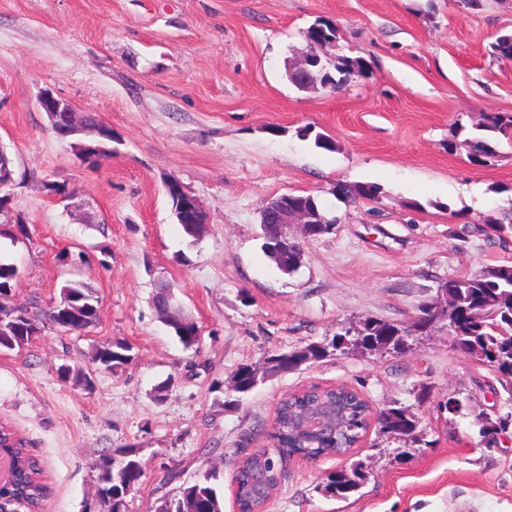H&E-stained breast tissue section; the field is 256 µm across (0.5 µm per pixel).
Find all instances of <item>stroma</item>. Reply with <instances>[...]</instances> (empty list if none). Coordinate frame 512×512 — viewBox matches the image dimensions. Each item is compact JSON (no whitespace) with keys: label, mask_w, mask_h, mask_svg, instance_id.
<instances>
[{"label":"stroma","mask_w":512,"mask_h":512,"mask_svg":"<svg viewBox=\"0 0 512 512\" xmlns=\"http://www.w3.org/2000/svg\"><path fill=\"white\" fill-rule=\"evenodd\" d=\"M339 29L331 58L360 59L340 90L296 88L288 63L308 52L316 20ZM512 0H0V146L14 161L7 192L25 226L0 239L21 277L10 300L40 331L0 351V422L23 437L52 492L42 512H109L99 463L139 449L141 485L125 512H159L204 472L220 473L224 512H238L241 455L269 447L278 401L345 385L379 411L418 420L417 442L371 425L350 455L287 463L265 512H512V429L480 442L481 417L512 410L498 375L435 327L396 354L351 352L309 362L239 395L243 365L329 342L366 318L410 324L449 278L512 263V238L486 231L512 215V145L474 160L482 115L512 113ZM52 92L111 126L112 153L80 161L38 105ZM330 137L316 147L301 128ZM179 180L208 214L186 236L165 191ZM65 185L66 200L47 183ZM340 183H374L349 205ZM313 194L337 219L304 243L293 274L261 249L265 204ZM80 281L100 303L95 326L60 331L44 313ZM170 286L200 343L184 348L154 298ZM128 346L101 370L95 345ZM81 367L91 388L61 366ZM457 398L463 414L443 405ZM362 464L345 499L320 490Z\"/></svg>","instance_id":"stroma-1"}]
</instances>
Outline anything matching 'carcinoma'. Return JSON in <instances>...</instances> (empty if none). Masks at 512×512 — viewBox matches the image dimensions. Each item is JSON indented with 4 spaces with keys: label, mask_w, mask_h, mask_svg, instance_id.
I'll list each match as a JSON object with an SVG mask.
<instances>
[{
    "label": "carcinoma",
    "mask_w": 512,
    "mask_h": 512,
    "mask_svg": "<svg viewBox=\"0 0 512 512\" xmlns=\"http://www.w3.org/2000/svg\"><path fill=\"white\" fill-rule=\"evenodd\" d=\"M306 37L336 39L338 29L329 21L316 22L306 31ZM362 65L358 60L342 59L341 64L333 67L324 64L317 73L321 85L329 84L331 89L341 88L332 71L345 77L355 76ZM479 134L469 140L471 153L477 160L496 155L493 141L497 135H507L512 131V115L493 113L484 117L476 126ZM381 193L374 183L340 184L336 187L339 200L357 203L363 199L371 200ZM61 294L69 296L79 306L83 322L74 325V331L81 332L92 325L98 317L99 300L93 290L80 282H71L61 288ZM167 292L157 296L155 306L165 324L174 332L185 347L197 345L198 337L183 335L184 329L177 316L167 312L165 303ZM443 301L448 305V313L455 318L457 332L452 336L454 346L466 354H478L483 363L500 373L508 383V393L512 397V265L504 264L490 267L477 275L453 277L448 279V292ZM411 331L405 326L372 319L364 323L357 336L344 343L341 336L333 339V349H361L366 351H397ZM125 346L117 348L106 344L96 347L91 360L94 364L110 369L124 365L129 358L123 353ZM331 356L325 345H308L303 348L280 352L269 357L263 370L248 371L241 367L238 393L253 390L264 378L283 372L293 371L299 366L323 360ZM321 403H337L344 409L346 433L338 440L326 438L308 439L299 437L291 431V419L299 410ZM369 406L358 393L350 388L312 387L303 392L292 394L277 406L268 439L274 445V451L261 448L242 457L235 471V481L239 493L237 505L240 512H250L255 505L254 497L248 490L251 473L261 468L267 475V482L278 485L283 466L293 457H327L340 451H349L360 441L368 429ZM378 425L386 433L417 441L415 431L417 420L400 407H386L378 414ZM512 426V411L494 419L485 417L479 429L481 442L491 448L497 445L498 436ZM0 450L9 453L15 459L13 480L0 486V512H35L41 507L46 495V487L40 482L39 467L36 460L29 456L23 441L5 426H0ZM137 450H121L118 459L106 458L99 466V479L109 492L110 512H121L125 495L139 485L143 474L139 466ZM219 472L210 471L203 479L183 488L180 496L165 503L163 512H224V498L216 490L215 481ZM367 473L357 464L348 472H332L327 477L325 492L344 499L358 491Z\"/></svg>",
    "instance_id": "1"
}]
</instances>
